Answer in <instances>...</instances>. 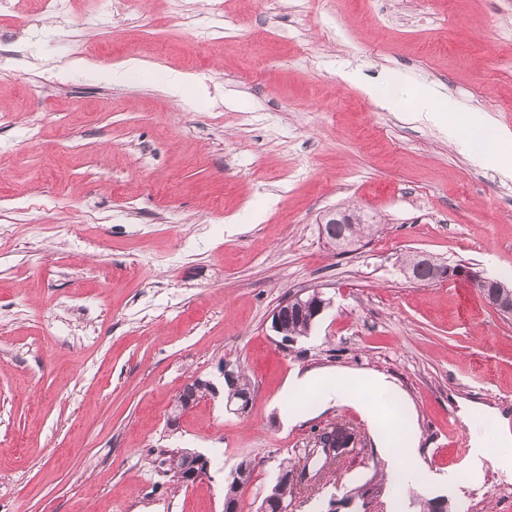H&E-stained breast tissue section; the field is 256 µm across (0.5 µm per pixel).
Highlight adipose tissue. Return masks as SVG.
<instances>
[{"label": "adipose tissue", "instance_id": "adipose-tissue-1", "mask_svg": "<svg viewBox=\"0 0 512 512\" xmlns=\"http://www.w3.org/2000/svg\"><path fill=\"white\" fill-rule=\"evenodd\" d=\"M366 92L380 98L387 109L417 113L419 119L445 130L449 139L464 144L479 142L480 148L473 155L477 163L491 164L503 173H512V134L499 130L480 113L444 111L437 93L429 87L416 89L408 98L398 96L385 87L379 89L370 86ZM320 384L325 387L323 405H357L371 430L376 433L381 447L392 445L397 433L388 428L391 421L389 407L395 397V388L390 381L379 375L351 373L346 381L326 383L321 375L307 371L292 376L287 393L294 396Z\"/></svg>", "mask_w": 512, "mask_h": 512}]
</instances>
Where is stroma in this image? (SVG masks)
I'll return each mask as SVG.
<instances>
[{"mask_svg":"<svg viewBox=\"0 0 512 512\" xmlns=\"http://www.w3.org/2000/svg\"><path fill=\"white\" fill-rule=\"evenodd\" d=\"M421 86L451 112L512 132V0H42L0 12V512H224L255 461L243 512L302 466L314 433L360 435L294 512H512V471L465 466L473 430L512 429V318L467 278L412 282V252L487 278L512 271V176L474 164L437 127L346 83ZM184 73V93L160 80ZM49 118L39 132L31 114ZM357 207L378 232L339 255L319 225ZM318 286L332 303L282 346L271 315ZM240 363L249 411L170 405ZM375 372L395 387L419 462L454 472L396 498L389 452L351 406L291 408L292 371ZM289 407V406H288ZM192 448L207 476L162 484L160 451Z\"/></svg>","mask_w":512,"mask_h":512,"instance_id":"35a3bbf8","label":"stroma"}]
</instances>
